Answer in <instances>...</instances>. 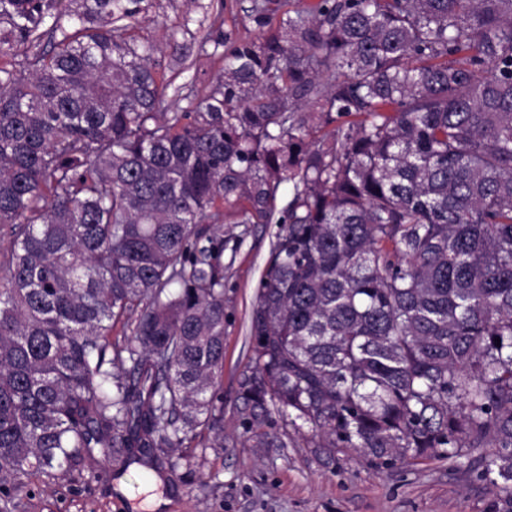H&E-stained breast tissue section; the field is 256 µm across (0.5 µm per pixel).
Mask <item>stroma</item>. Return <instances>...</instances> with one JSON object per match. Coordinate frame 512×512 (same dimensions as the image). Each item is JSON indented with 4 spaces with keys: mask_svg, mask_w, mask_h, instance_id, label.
Returning a JSON list of instances; mask_svg holds the SVG:
<instances>
[{
    "mask_svg": "<svg viewBox=\"0 0 512 512\" xmlns=\"http://www.w3.org/2000/svg\"><path fill=\"white\" fill-rule=\"evenodd\" d=\"M252 0H150L143 32L165 41L177 31L190 64L179 77L208 91L224 67L220 55L200 52L204 32L225 44L255 39ZM277 224L224 223V445L203 432L193 440L190 464L161 469L159 493L167 512H512L485 482L439 457L392 470L363 458L313 447L311 432H284L278 414L264 429L282 444L256 447L240 409V382L252 365L249 318ZM147 466L130 453L85 461L66 479L27 480L17 512H144Z\"/></svg>",
    "mask_w": 512,
    "mask_h": 512,
    "instance_id": "35a3bbf8",
    "label": "stroma"
}]
</instances>
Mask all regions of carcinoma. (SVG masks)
Wrapping results in <instances>:
<instances>
[{"mask_svg": "<svg viewBox=\"0 0 512 512\" xmlns=\"http://www.w3.org/2000/svg\"><path fill=\"white\" fill-rule=\"evenodd\" d=\"M145 0H0V512L25 479L224 432V208L280 224L240 383L315 448L512 502V0H319L203 98ZM334 126L320 137L314 131ZM291 200L281 210V185ZM123 322L131 337L112 344Z\"/></svg>", "mask_w": 512, "mask_h": 512, "instance_id": "1", "label": "carcinoma"}]
</instances>
